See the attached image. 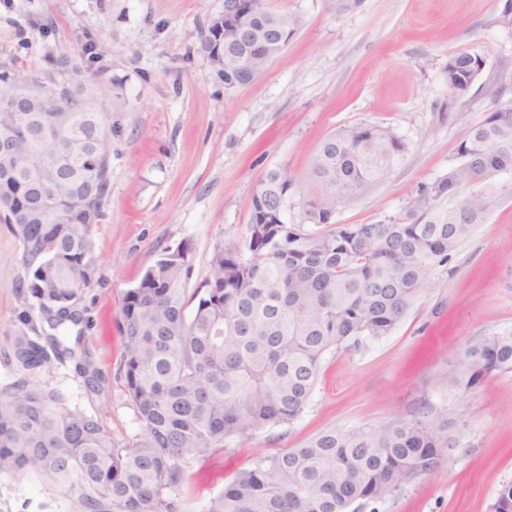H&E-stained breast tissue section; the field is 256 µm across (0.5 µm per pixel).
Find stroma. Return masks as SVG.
I'll return each instance as SVG.
<instances>
[{"label":"stroma","mask_w":512,"mask_h":512,"mask_svg":"<svg viewBox=\"0 0 512 512\" xmlns=\"http://www.w3.org/2000/svg\"><path fill=\"white\" fill-rule=\"evenodd\" d=\"M300 17L287 47L243 85H227L200 38L224 0H0V73L58 79L62 58L80 59L96 109L108 117L111 178L90 243L96 274L82 290L80 344L99 387L72 362L38 371L70 407L101 418L113 439L142 432L119 369L115 321L123 294L163 250L193 246L189 287L210 271L217 245L242 242L265 174L305 177L322 140L354 124L389 128L409 145L390 175L334 216L371 224L402 216L419 187L458 163L467 126L481 122L497 91L512 97V30L496 16L503 0H266ZM481 55L468 97L448 102L450 54ZM462 120H454L453 112ZM25 274L19 244L0 222V389L16 380L7 361ZM512 325V196L478 225L387 336L324 357L313 397L298 419L236 437L185 469L186 512L261 455L298 447L330 427L380 426L451 407L448 450L432 474L356 512H489L512 480V373L470 389L443 374L471 339ZM0 512H79L74 494L35 473L0 475Z\"/></svg>","instance_id":"35a3bbf8"}]
</instances>
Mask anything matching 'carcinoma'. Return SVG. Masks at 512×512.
I'll list each match as a JSON object with an SVG mask.
<instances>
[{"label": "carcinoma", "instance_id": "obj_1", "mask_svg": "<svg viewBox=\"0 0 512 512\" xmlns=\"http://www.w3.org/2000/svg\"><path fill=\"white\" fill-rule=\"evenodd\" d=\"M248 2L254 11L241 25L257 75L272 60L265 45L284 49L300 18ZM200 49L227 52L224 81L245 83L235 70L237 35L211 26ZM482 62L470 52L448 57L450 100L470 93ZM68 71L73 78L51 83L52 104L36 112H11L10 102L45 87L43 78L0 74V140L11 145L10 162L0 163V220L22 253L20 294L34 299L18 316L9 356L23 378L0 391V474L34 471L75 492L79 512H185L187 464L231 438L299 418L326 353L389 335L431 268L451 260L501 205L503 195L476 184L512 172V99L467 128L459 163L419 189L402 217L333 224L337 210L383 182L408 150L394 131L356 124L317 148L313 194L286 169L265 175L245 240L216 247L209 278L194 290L192 244L164 250L119 309L120 373L143 427L138 440L120 444L98 417L30 378L66 355L82 375L90 366L54 332L81 322L75 300L96 273L89 237L109 190V142L104 116L77 80L79 62L70 60ZM294 209L296 221L288 219ZM36 309L53 333L36 324ZM502 373H512V327L471 340L443 378L468 389ZM452 414L444 406L381 426L327 428L286 453L255 458L206 512H350L384 499L458 447L448 438ZM490 512H512V481L501 484Z\"/></svg>", "mask_w": 512, "mask_h": 512}]
</instances>
